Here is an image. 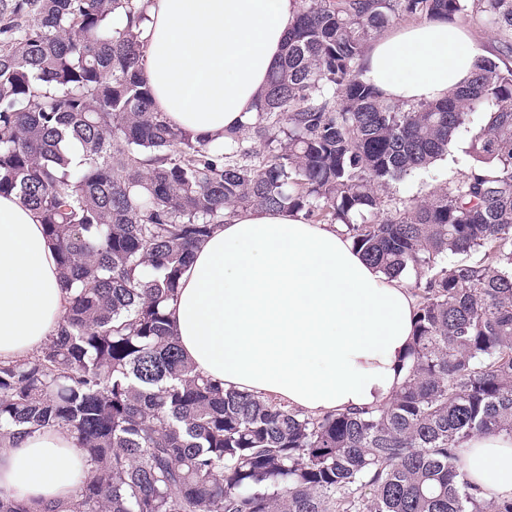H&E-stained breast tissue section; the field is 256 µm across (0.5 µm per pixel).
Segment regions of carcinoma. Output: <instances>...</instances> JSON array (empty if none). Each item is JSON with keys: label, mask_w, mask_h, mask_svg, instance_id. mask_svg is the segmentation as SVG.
Masks as SVG:
<instances>
[{"label": "carcinoma", "mask_w": 512, "mask_h": 512, "mask_svg": "<svg viewBox=\"0 0 512 512\" xmlns=\"http://www.w3.org/2000/svg\"><path fill=\"white\" fill-rule=\"evenodd\" d=\"M145 0H0V195L39 216L70 296L40 351L0 361V440L65 430L92 466L69 512H512L468 479L463 444L512 434V65L477 60L440 100L363 79L405 17L494 27L512 0H300L243 128L198 138L154 108ZM476 163L389 211L479 109ZM249 129L263 149L248 145ZM343 224L420 291L403 383L386 404L312 416L226 390L182 356L164 305L226 209ZM484 252L478 262L450 255Z\"/></svg>", "instance_id": "1"}]
</instances>
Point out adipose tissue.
Segmentation results:
<instances>
[{
	"label": "adipose tissue",
	"mask_w": 512,
	"mask_h": 512,
	"mask_svg": "<svg viewBox=\"0 0 512 512\" xmlns=\"http://www.w3.org/2000/svg\"><path fill=\"white\" fill-rule=\"evenodd\" d=\"M298 0H148L144 77L158 111L206 140L246 124L277 67ZM480 48L466 31L422 21L375 40L365 80L384 97H445ZM69 305L37 214L0 196V359L38 350ZM416 299L364 260L339 224L251 208L226 215L194 252L165 305L196 370L228 389L311 415L385 404L403 381ZM464 469L489 500L512 498V435H477ZM91 466L66 431L0 445V494L34 512L65 507Z\"/></svg>",
	"instance_id": "adipose-tissue-1"
}]
</instances>
